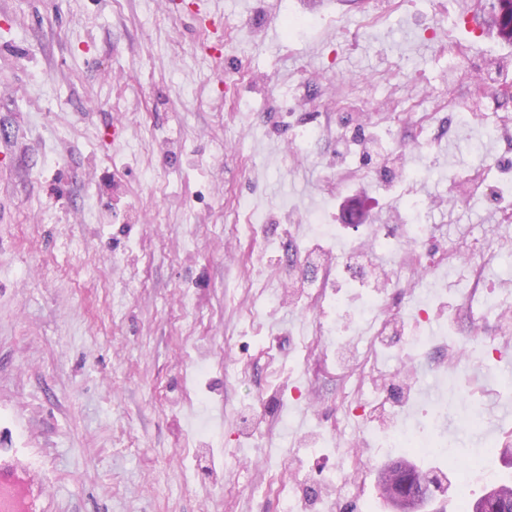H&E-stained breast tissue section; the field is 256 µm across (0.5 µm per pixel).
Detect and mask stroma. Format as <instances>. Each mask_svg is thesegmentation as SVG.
Wrapping results in <instances>:
<instances>
[{"label": "stroma", "instance_id": "1", "mask_svg": "<svg viewBox=\"0 0 512 512\" xmlns=\"http://www.w3.org/2000/svg\"><path fill=\"white\" fill-rule=\"evenodd\" d=\"M306 2L0 0V468L24 478L33 512H282L295 459L313 478L359 467L371 512H388L378 473L402 458L448 487L422 512L485 490L341 406L378 308L453 309L467 266L443 288L351 289L346 346L334 310L302 293L312 253L332 265L399 231L411 195L431 202L429 255L493 245L512 143L490 126L512 99L488 109L467 93L459 129L442 91L474 70L512 83V45L475 29L480 0H403L374 19L377 0H324L312 21ZM411 101L428 132L401 116ZM474 173L490 191L462 196ZM343 201L365 223L343 222ZM240 207L255 236L226 222ZM468 325L436 318L414 365L402 333L380 360L433 383L442 343L464 345ZM495 325L482 319L484 349L466 355L469 396L442 403L461 457L512 413ZM305 382L312 403L291 404ZM339 422L367 438L362 458L312 449Z\"/></svg>", "mask_w": 512, "mask_h": 512}]
</instances>
